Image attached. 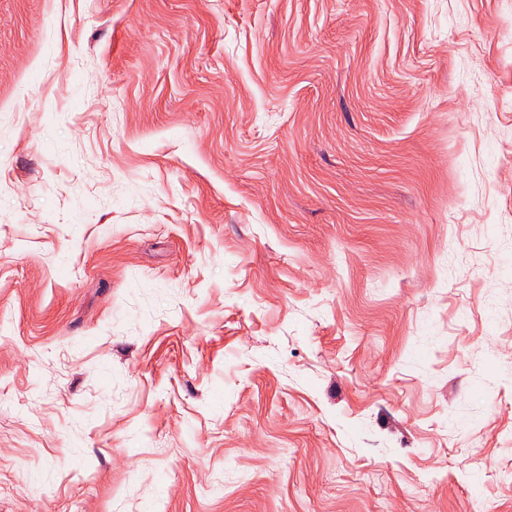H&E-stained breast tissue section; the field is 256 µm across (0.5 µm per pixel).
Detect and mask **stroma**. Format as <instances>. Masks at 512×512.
<instances>
[{
    "label": "stroma",
    "instance_id": "obj_1",
    "mask_svg": "<svg viewBox=\"0 0 512 512\" xmlns=\"http://www.w3.org/2000/svg\"><path fill=\"white\" fill-rule=\"evenodd\" d=\"M0 512H512V0H0Z\"/></svg>",
    "mask_w": 512,
    "mask_h": 512
}]
</instances>
